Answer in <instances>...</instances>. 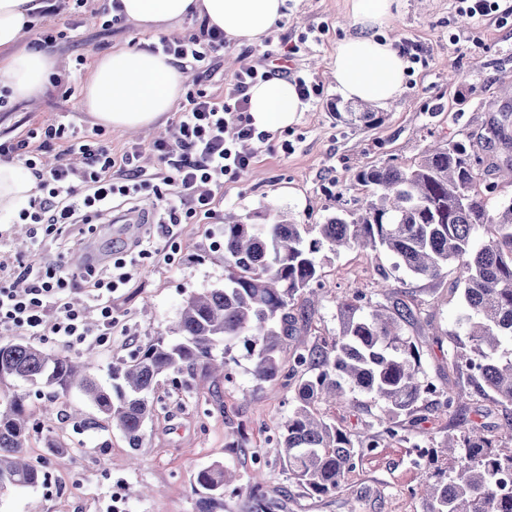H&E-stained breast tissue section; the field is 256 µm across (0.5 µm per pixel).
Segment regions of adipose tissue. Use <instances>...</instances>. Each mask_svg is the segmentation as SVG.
<instances>
[{"mask_svg":"<svg viewBox=\"0 0 512 512\" xmlns=\"http://www.w3.org/2000/svg\"><path fill=\"white\" fill-rule=\"evenodd\" d=\"M124 18L137 26L171 32L184 18L197 15L228 39L253 42L271 32L283 0H120ZM398 0H351L349 24L355 35L336 46L331 74L349 99L386 102L403 88L405 62L391 40L376 39ZM42 0H0V90L12 99H35L60 73L59 60L45 51L21 48L26 24L42 10ZM187 73L172 59L145 50L120 48L101 58L84 88L82 104L100 123L123 132L160 126L181 96ZM250 113L258 128L291 123L303 105L292 83L273 78L252 86ZM38 194L36 178L21 167L0 163V224Z\"/></svg>","mask_w":512,"mask_h":512,"instance_id":"ef3b65f1","label":"adipose tissue"}]
</instances>
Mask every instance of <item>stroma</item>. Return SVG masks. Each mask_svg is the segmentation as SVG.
Here are the masks:
<instances>
[{"mask_svg":"<svg viewBox=\"0 0 512 512\" xmlns=\"http://www.w3.org/2000/svg\"><path fill=\"white\" fill-rule=\"evenodd\" d=\"M498 5L476 21L461 13L459 0H400L377 36L401 48H420L422 60L406 70L399 97L372 104L381 121L369 125L344 120V113L360 106L337 91L330 74L337 44L353 33L345 20L349 0H284L279 32L301 46L293 66L319 82L323 94L293 122L273 130L269 140L256 144L247 172L225 182L218 213L256 224H323L339 212L348 218L373 192L358 181L359 171L389 160L411 166L440 140H469L480 155L505 160L507 149L488 140L493 124L512 113V93L502 87L503 77L512 78V0H498ZM102 6L103 0H83L79 7L72 0H52L51 13L41 21L66 32L51 48L62 63V75L39 98L12 100L0 109V143L63 121L82 132H99L114 153L138 146L141 165L153 173L161 165L153 144L161 132H173L176 112L168 113L164 129L129 135L98 126L80 105L82 88L101 57L118 46L144 50L159 38L127 21L110 27L87 23V15L101 12ZM265 49L261 40L227 41L209 61L211 76L204 88L224 100L230 88L228 64L257 62ZM131 232L128 226L116 231L106 218L60 235L41 234L34 242L28 225L10 224L0 228V266L54 261L68 269L89 252L104 262L118 234ZM222 232V224L207 219L180 225L179 263L141 260L132 280L112 296L120 335L108 347L76 349L77 355L93 357L99 379H107L113 361L130 357L149 337L168 333L190 293L223 286L224 267L213 259ZM315 258L329 293L308 305L307 320L280 355L282 368L292 365L293 347L338 334L336 296L359 290L371 295L373 303H386L377 283L381 269L390 268V286L401 289L404 300L421 311L419 321L404 325L403 334L418 347L426 378L444 393L470 396L455 413L425 409L420 436L455 433L478 422L486 435L503 440L512 406L475 396L467 377L448 368V337L462 334L459 318L466 310L456 268L432 282L394 270L392 255L381 249L324 248ZM223 353L224 376L201 374L188 386L174 374L160 381L136 453L79 390L57 394L26 387V407L36 428L25 448L44 479L34 487L0 491V512H103L114 495L121 499L122 512H195V474L216 462L239 477V492L225 493L221 512H250L247 487L257 473L264 477L263 493L273 502V512H426L422 487L428 472L414 464L413 450L403 442L365 456L336 495L305 497L277 453L281 424L292 409L291 389L278 380L256 384L243 343L228 344ZM240 426L248 434L241 446L230 438Z\"/></svg>","mask_w":512,"mask_h":512,"instance_id":"1","label":"stroma"}]
</instances>
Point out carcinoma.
Instances as JSON below:
<instances>
[{
  "mask_svg": "<svg viewBox=\"0 0 512 512\" xmlns=\"http://www.w3.org/2000/svg\"><path fill=\"white\" fill-rule=\"evenodd\" d=\"M484 159L464 140L430 146L407 168L391 161L361 171L357 178L374 188L360 203L358 217L339 216L318 225L307 238V225L280 221L224 225L221 245L224 286L191 294L173 332L151 337L130 359L112 363L108 386L90 374L91 359L47 352L28 342L0 341V386L42 385L66 393L76 388L119 430L129 448L143 445L144 426L153 412V395L162 377L188 379L219 369L214 351L243 341L253 357L251 375L258 383L281 376L279 354L304 315L299 296L322 290L315 254L333 249L381 247L394 268L430 280L457 263L467 313L465 340L448 344V365L473 383L475 394L512 405V201L492 214L476 189L475 170ZM491 236L477 241L479 228ZM366 295L338 297L344 315L338 335L317 339L295 351L286 381L294 387L293 407L282 424L279 458L288 476L312 497L338 492L345 476L364 456L396 441H409L406 425L418 422V404L456 411L460 399H435L437 387L422 380L417 347L402 334V324L419 320V311L397 298L387 314L361 313ZM369 395L381 408L374 430H345L319 414L318 406L354 404V392ZM30 418L24 396L0 402V490L33 487L41 471L25 457ZM451 467L430 474L426 512H512V493L504 478L512 474V450H503L473 424L441 440ZM235 476L221 463L196 472L200 488L195 512H217Z\"/></svg>",
  "mask_w": 512,
  "mask_h": 512,
  "instance_id": "cac0c4a2",
  "label": "carcinoma"
}]
</instances>
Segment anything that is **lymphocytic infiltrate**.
<instances>
[{"label":"lymphocytic infiltrate","mask_w":512,"mask_h":512,"mask_svg":"<svg viewBox=\"0 0 512 512\" xmlns=\"http://www.w3.org/2000/svg\"><path fill=\"white\" fill-rule=\"evenodd\" d=\"M221 30L204 29L202 35L160 37L152 43V54L173 58L184 67H196L223 51ZM265 65L241 68L236 72L224 101H216L203 90L187 93V105L180 112L174 141L155 143L154 149L165 166L161 176L167 193H156L154 221L162 235L170 237L176 226L202 216L215 218L218 195L224 182L236 179L254 158L252 142L269 140L258 130L249 113V89L267 81L272 74L289 77L302 103H311L323 93L316 80L291 68L300 51L298 44L280 36L266 41ZM67 141L72 161L44 169L29 139L0 144V160L21 162L38 180L39 194L29 201L18 218L33 226L55 227L87 224L110 214L114 202L128 200L151 188L150 177L139 164V151L130 148L115 155L110 146L76 136L69 124L48 128L41 149L52 139ZM149 237L135 240L113 253L108 265L89 263L75 272L19 265L17 282H0V328L18 330L35 338L54 337L66 347L111 344L119 321L112 314V296L132 278L139 259L151 255ZM90 281L91 306L74 305L69 298L72 284ZM98 314L97 325L87 320L88 310Z\"/></svg>","instance_id":"lymphocytic-infiltrate-1"}]
</instances>
